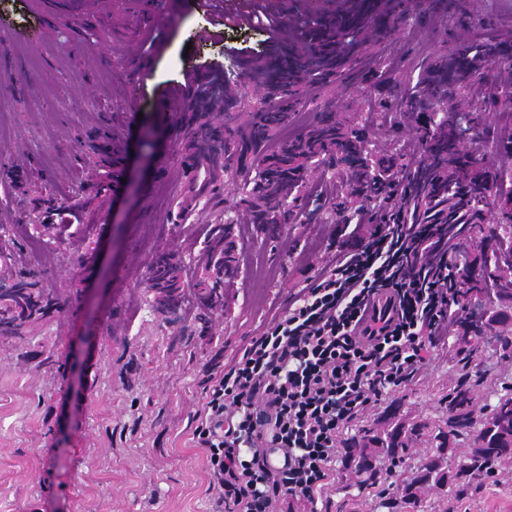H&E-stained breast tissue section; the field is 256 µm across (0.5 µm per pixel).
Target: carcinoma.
Returning <instances> with one entry per match:
<instances>
[{
	"label": "carcinoma",
	"instance_id": "carcinoma-1",
	"mask_svg": "<svg viewBox=\"0 0 512 512\" xmlns=\"http://www.w3.org/2000/svg\"><path fill=\"white\" fill-rule=\"evenodd\" d=\"M353 10L357 32L367 26L382 30L380 15L363 0H358ZM313 22L308 32L318 31V42L299 37L273 68L265 65L248 72L250 79L267 89L268 99L247 113L234 137H226L224 127L211 118L214 109L228 111L239 103L220 77L210 78V99L201 100L194 94L188 98L180 125L181 162L190 169L203 168L207 174L201 182L193 179L188 183L181 211H191L221 176L240 168L252 174L242 187L251 223L274 237L292 223L294 202L305 188L311 168L324 161L344 178L334 208L338 216L350 212L359 222L367 214L383 221L400 208L408 224L438 225L434 242L444 252L464 245L489 211L500 212L512 226V191L494 190L488 168L460 139L452 108V102L471 82L492 78V72L503 63L512 67V50L493 43L475 54L467 46H450L435 64L420 70L414 86L405 91L398 81L383 80L374 72L361 76L371 97L380 104L401 92L408 112L445 108L431 126L417 129L420 156L415 168L404 172L396 157L378 156L369 148L363 129L342 124L332 112L320 113L305 132L277 150H269L268 143L288 123L301 88L337 79L345 65L349 49L340 44L341 22L321 15L313 17ZM487 238L491 247L480 248L469 258L470 266L463 267L467 290L457 294L456 309L448 315L449 322L459 329L460 351L464 353L478 350L491 336L502 350L512 349V340L507 338L512 332V235L502 236L495 228L488 231ZM206 251L204 276L195 284L194 320L201 336L210 335V314L224 310V287L236 278L237 246L231 224L215 225ZM186 267L185 259L174 254L162 253L151 261L147 281L154 293L155 310L179 313L189 287ZM8 281L12 285L0 287V339L26 336L33 323L60 312L59 301L39 287L35 274L19 271L9 275ZM470 290L484 298L476 312L468 309ZM473 401L466 381L448 392V419L431 434L435 453L417 466L409 481L396 484L393 497L401 507L415 504L425 485L452 490L468 481L490 478L496 460L512 457V393L499 396L479 420L474 417ZM426 428L425 424L407 428L391 423L364 430L348 445L347 463L370 479L377 473L381 456L396 468L413 435ZM469 434L475 449L456 467L448 466V450L459 437Z\"/></svg>",
	"mask_w": 512,
	"mask_h": 512
}]
</instances>
